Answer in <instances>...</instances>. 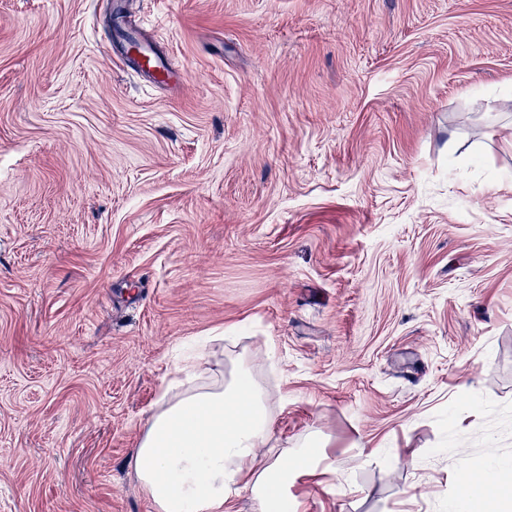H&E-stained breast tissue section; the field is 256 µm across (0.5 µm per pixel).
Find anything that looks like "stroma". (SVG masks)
Wrapping results in <instances>:
<instances>
[{"label":"stroma","instance_id":"1","mask_svg":"<svg viewBox=\"0 0 512 512\" xmlns=\"http://www.w3.org/2000/svg\"><path fill=\"white\" fill-rule=\"evenodd\" d=\"M0 0V512H153L181 349L247 361L301 512L512 500V0ZM468 468L462 479L460 468ZM128 39L137 40L143 45L145 53L150 58L146 64L149 67L148 71L151 73V79L155 85L165 86L172 90H179L184 86L186 80L185 72L176 67L168 58L157 53L150 45L145 44L136 30H132L126 35L124 43Z\"/></svg>","mask_w":512,"mask_h":512}]
</instances>
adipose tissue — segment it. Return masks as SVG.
<instances>
[{"mask_svg": "<svg viewBox=\"0 0 512 512\" xmlns=\"http://www.w3.org/2000/svg\"><path fill=\"white\" fill-rule=\"evenodd\" d=\"M202 349H190L165 380L145 421L133 469L154 512H223L231 494L250 490L259 512H300L289 475L320 460L310 446L267 458L275 419L250 368L210 379Z\"/></svg>", "mask_w": 512, "mask_h": 512, "instance_id": "obj_1", "label": "adipose tissue"}]
</instances>
